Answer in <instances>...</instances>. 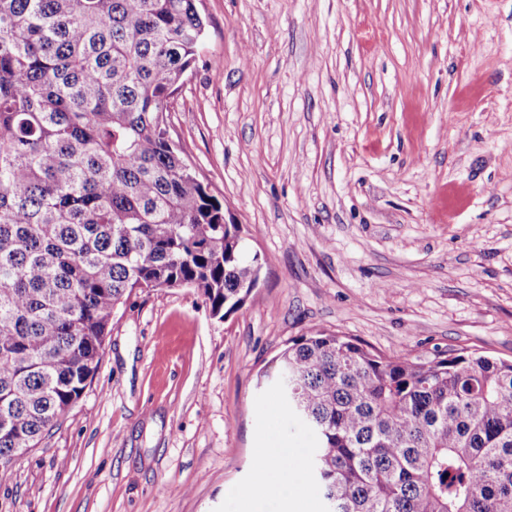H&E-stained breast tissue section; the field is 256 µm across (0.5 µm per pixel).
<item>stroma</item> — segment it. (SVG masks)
I'll return each mask as SVG.
<instances>
[{"instance_id":"35a3bbf8","label":"stroma","mask_w":512,"mask_h":512,"mask_svg":"<svg viewBox=\"0 0 512 512\" xmlns=\"http://www.w3.org/2000/svg\"><path fill=\"white\" fill-rule=\"evenodd\" d=\"M171 134L260 282L112 314L81 398L0 512H240L267 434L310 456L264 373L315 330L382 354L512 360V0H200Z\"/></svg>"}]
</instances>
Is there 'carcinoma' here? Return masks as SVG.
Instances as JSON below:
<instances>
[{
    "instance_id": "1",
    "label": "carcinoma",
    "mask_w": 512,
    "mask_h": 512,
    "mask_svg": "<svg viewBox=\"0 0 512 512\" xmlns=\"http://www.w3.org/2000/svg\"><path fill=\"white\" fill-rule=\"evenodd\" d=\"M198 0H0V483L97 372L114 308L252 293L224 202L170 143ZM318 439L330 512H512V361L380 355L320 331L264 373Z\"/></svg>"
}]
</instances>
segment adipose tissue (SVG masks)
<instances>
[{
  "label": "adipose tissue",
  "instance_id": "obj_1",
  "mask_svg": "<svg viewBox=\"0 0 512 512\" xmlns=\"http://www.w3.org/2000/svg\"><path fill=\"white\" fill-rule=\"evenodd\" d=\"M299 455L300 451L296 448L258 449L256 466L260 489L247 495V512H267L264 491L268 488L289 491L292 512H301L304 483L294 467Z\"/></svg>",
  "mask_w": 512,
  "mask_h": 512
}]
</instances>
